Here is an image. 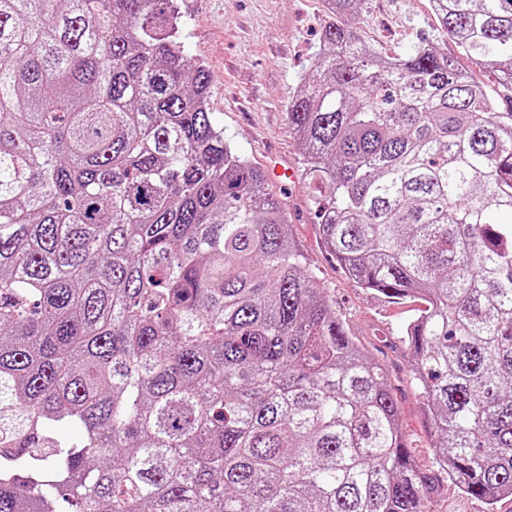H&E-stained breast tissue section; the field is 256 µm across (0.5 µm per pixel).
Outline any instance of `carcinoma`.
Listing matches in <instances>:
<instances>
[{
	"mask_svg": "<svg viewBox=\"0 0 512 512\" xmlns=\"http://www.w3.org/2000/svg\"><path fill=\"white\" fill-rule=\"evenodd\" d=\"M288 100L344 273L406 329L435 466L512 496V109L326 0ZM512 100V0H430ZM179 0H0V512H426L387 375L209 108ZM53 427L76 434L70 442Z\"/></svg>",
	"mask_w": 512,
	"mask_h": 512,
	"instance_id": "obj_1",
	"label": "carcinoma"
}]
</instances>
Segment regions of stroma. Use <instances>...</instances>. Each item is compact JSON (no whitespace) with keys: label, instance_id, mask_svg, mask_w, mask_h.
<instances>
[{"label":"stroma","instance_id":"obj_1","mask_svg":"<svg viewBox=\"0 0 512 512\" xmlns=\"http://www.w3.org/2000/svg\"><path fill=\"white\" fill-rule=\"evenodd\" d=\"M363 10V40L388 54L405 55L421 40L443 38L430 0H365ZM325 12L324 0H190L181 40L212 74L209 106L225 136L265 174H272L277 163L297 168V182L280 190L291 233L350 336L386 371L416 462L435 474L427 512H512V497L487 507L461 493L435 468L430 421L409 370L405 341L406 326L420 301L388 299L360 288L340 270L320 238L309 201L312 186L288 128V98L318 48Z\"/></svg>","mask_w":512,"mask_h":512}]
</instances>
